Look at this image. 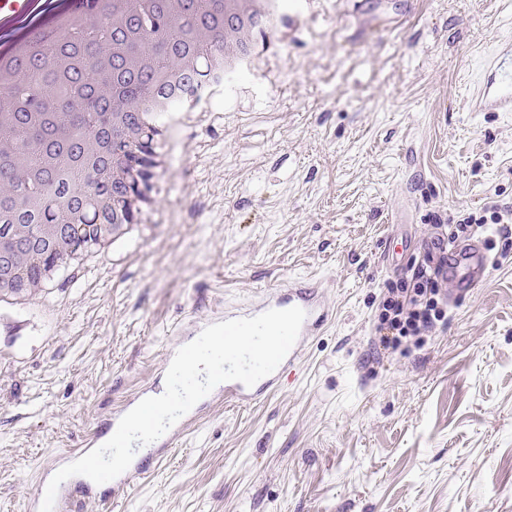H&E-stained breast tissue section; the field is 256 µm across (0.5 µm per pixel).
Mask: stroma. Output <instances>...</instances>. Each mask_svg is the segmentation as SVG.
<instances>
[{"label": "stroma", "instance_id": "1", "mask_svg": "<svg viewBox=\"0 0 512 512\" xmlns=\"http://www.w3.org/2000/svg\"><path fill=\"white\" fill-rule=\"evenodd\" d=\"M270 39L175 116L138 235L0 314V512L141 393L179 332L292 276L331 322L293 376L214 402L154 474L68 512H512L511 230L428 343L377 346L385 236L512 208V112L466 106L512 0H287Z\"/></svg>", "mask_w": 512, "mask_h": 512}]
</instances>
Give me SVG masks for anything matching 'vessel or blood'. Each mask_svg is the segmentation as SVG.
<instances>
[{
  "label": "vessel or blood",
  "instance_id": "obj_1",
  "mask_svg": "<svg viewBox=\"0 0 512 512\" xmlns=\"http://www.w3.org/2000/svg\"><path fill=\"white\" fill-rule=\"evenodd\" d=\"M468 108L473 112H512L511 40L500 42L491 62L483 67L476 89L468 98ZM423 254L437 279H455L457 288L450 298L454 304L464 300L484 282L491 266L485 242L479 237L460 242L443 233L424 247ZM292 307L303 309L306 316L296 343L281 362L279 369L250 387L238 381L221 383L208 394V401L221 399L238 404L253 403L278 386L284 370L299 364L309 337L322 331L331 320V313L322 299L319 284L312 278L288 279L279 292L260 298L250 307L225 311V319L232 320L253 317L270 309L284 310ZM197 415V410H190L159 439L141 446L128 469L117 477V484L133 483L161 466L171 447L186 434ZM98 489V484L87 477H70L57 491L53 512H62L64 503L74 496L92 493Z\"/></svg>",
  "mask_w": 512,
  "mask_h": 512
}]
</instances>
